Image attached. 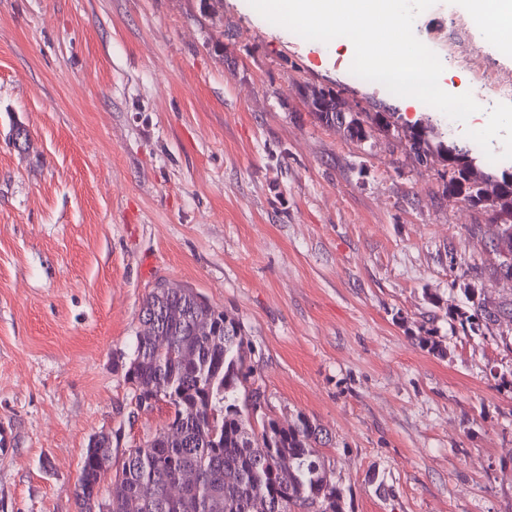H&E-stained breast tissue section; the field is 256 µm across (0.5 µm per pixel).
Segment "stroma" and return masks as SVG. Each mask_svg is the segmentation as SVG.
Listing matches in <instances>:
<instances>
[{"mask_svg": "<svg viewBox=\"0 0 512 512\" xmlns=\"http://www.w3.org/2000/svg\"><path fill=\"white\" fill-rule=\"evenodd\" d=\"M413 30L481 105L447 124L350 71L248 0H0V512H76L92 437L112 467L163 425L123 366L159 280L239 318L281 423L303 413L345 512H512V350L461 328L465 289L512 295L489 216L448 196L444 160L347 138L304 87L390 107L407 128L512 171L503 51L465 0Z\"/></svg>", "mask_w": 512, "mask_h": 512, "instance_id": "stroma-1", "label": "stroma"}]
</instances>
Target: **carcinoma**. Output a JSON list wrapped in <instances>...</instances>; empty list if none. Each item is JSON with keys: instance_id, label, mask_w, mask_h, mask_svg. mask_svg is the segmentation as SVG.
Wrapping results in <instances>:
<instances>
[{"instance_id": "cac0c4a2", "label": "carcinoma", "mask_w": 512, "mask_h": 512, "mask_svg": "<svg viewBox=\"0 0 512 512\" xmlns=\"http://www.w3.org/2000/svg\"><path fill=\"white\" fill-rule=\"evenodd\" d=\"M305 98L317 119L342 126L362 140L365 125H388L393 112H336V94L314 85ZM419 164L434 152L448 158L445 191L469 205L493 212L490 245L504 269L512 254V182L506 173L473 165L467 149L434 141L430 126L414 124ZM512 319V300L491 307L473 303L465 321L480 335ZM136 344L124 365V381L135 405L149 411L163 403L169 414L144 443L125 452L112 470V435L89 443L73 495L76 512H343L342 492L331 462L319 447L327 433L299 414L285 426L269 410L252 415L261 386L254 378V350L244 340L240 320L214 306L192 288L167 282L146 298Z\"/></svg>"}]
</instances>
